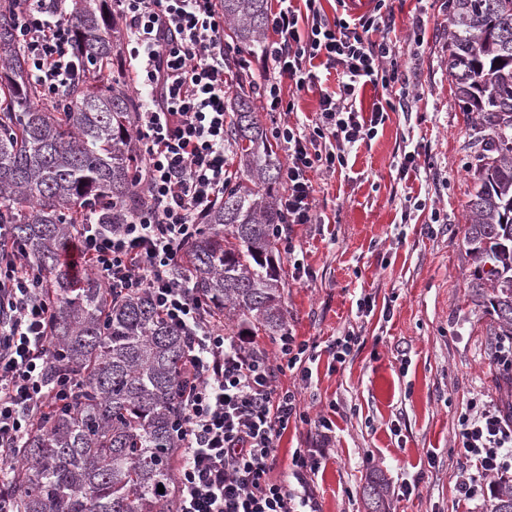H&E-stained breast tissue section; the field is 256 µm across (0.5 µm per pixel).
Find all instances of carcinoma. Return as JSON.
<instances>
[{
  "label": "carcinoma",
  "instance_id": "cac0c4a2",
  "mask_svg": "<svg viewBox=\"0 0 512 512\" xmlns=\"http://www.w3.org/2000/svg\"><path fill=\"white\" fill-rule=\"evenodd\" d=\"M449 2L448 68L463 111L487 132L466 204L470 288L489 304L497 335L512 336V0ZM221 8L238 48L263 51L268 0H221ZM69 20L80 75L44 101L17 40L15 4L0 0V224L11 225L42 275L51 374L80 382L74 397L39 415L18 451L7 507L178 512L170 486L180 460L173 423L192 382L185 338L147 294L114 293L61 260L88 209L99 223L118 224L141 200L132 133L139 99L114 65L117 31L106 0H75ZM229 107L238 168L183 259L227 333L249 324L277 336L287 313L275 259L281 161L253 98L237 96ZM386 493L383 480L368 484L372 512H383ZM493 501L492 512H512V483H498Z\"/></svg>",
  "mask_w": 512,
  "mask_h": 512
}]
</instances>
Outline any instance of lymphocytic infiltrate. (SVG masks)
<instances>
[{
  "mask_svg": "<svg viewBox=\"0 0 512 512\" xmlns=\"http://www.w3.org/2000/svg\"><path fill=\"white\" fill-rule=\"evenodd\" d=\"M66 0H19L17 36L29 75L53 99L73 83L78 67ZM134 61L133 88L141 106L134 125L143 166L141 202L105 230H77V254L88 270L121 293L146 292L163 319L185 338L194 383L176 424L181 452L175 475L180 512H320L312 477L332 440L333 423L311 419L294 391L280 389L266 352L228 336L179 267L205 215L224 198L229 164V69L224 14L218 0H114ZM393 8L377 0L355 21L328 19L320 0H277L268 26L274 34L249 89L284 118L271 129L288 147L278 199L288 224H316L317 170L346 168L348 150L384 123L393 101L356 108L366 84L389 88L398 79L389 37ZM339 71L338 91L321 92L313 129L287 120L296 90L319 83V69ZM21 247L0 236V462L25 445L36 412L70 398L73 379H50V310ZM313 425L316 445L295 449L289 477L273 480L277 442L290 422ZM457 490L484 494L488 479L512 478V414L473 398L457 419Z\"/></svg>",
  "mask_w": 512,
  "mask_h": 512,
  "instance_id": "lymphocytic-infiltrate-1",
  "label": "lymphocytic infiltrate"
}]
</instances>
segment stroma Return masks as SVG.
<instances>
[{"mask_svg": "<svg viewBox=\"0 0 512 512\" xmlns=\"http://www.w3.org/2000/svg\"><path fill=\"white\" fill-rule=\"evenodd\" d=\"M393 21L402 80L389 91L365 85L360 107L367 114L404 93L412 109L389 113L350 149L347 168L312 173L320 223L282 227L307 270L296 276L280 250L286 325L316 343L318 359L310 382L284 369L276 383L336 426L313 478L321 512H369L364 488L375 476L388 483L387 512H490L489 497L457 494L453 451L468 400L512 406V375L493 361L492 318L469 288L475 132L448 71V0H395ZM340 80L324 73L303 91L285 82L301 123L314 124L321 90ZM409 151L417 168L404 176ZM366 296L372 309L359 311ZM349 333L359 344L336 366L328 344Z\"/></svg>", "mask_w": 512, "mask_h": 512, "instance_id": "1", "label": "stroma"}]
</instances>
